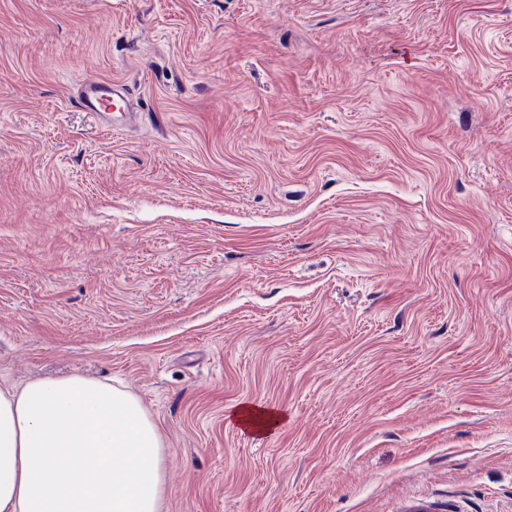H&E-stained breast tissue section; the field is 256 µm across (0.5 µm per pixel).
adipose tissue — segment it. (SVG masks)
Instances as JSON below:
<instances>
[{
    "instance_id": "obj_1",
    "label": "adipose tissue",
    "mask_w": 512,
    "mask_h": 512,
    "mask_svg": "<svg viewBox=\"0 0 512 512\" xmlns=\"http://www.w3.org/2000/svg\"><path fill=\"white\" fill-rule=\"evenodd\" d=\"M164 457L126 390L78 374L0 389V512H161Z\"/></svg>"
}]
</instances>
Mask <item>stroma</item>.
Instances as JSON below:
<instances>
[{
	"label": "stroma",
	"instance_id": "35a3bbf8",
	"mask_svg": "<svg viewBox=\"0 0 512 512\" xmlns=\"http://www.w3.org/2000/svg\"><path fill=\"white\" fill-rule=\"evenodd\" d=\"M74 373L163 512H512V0H0V387ZM79 92H83L80 98L81 104L88 112L96 115L125 112L128 109L119 85L114 82L85 79L80 84ZM233 419L239 426L243 424L256 429V432H268L278 425L281 415L265 408L242 405L233 413Z\"/></svg>",
	"mask_w": 512,
	"mask_h": 512
}]
</instances>
